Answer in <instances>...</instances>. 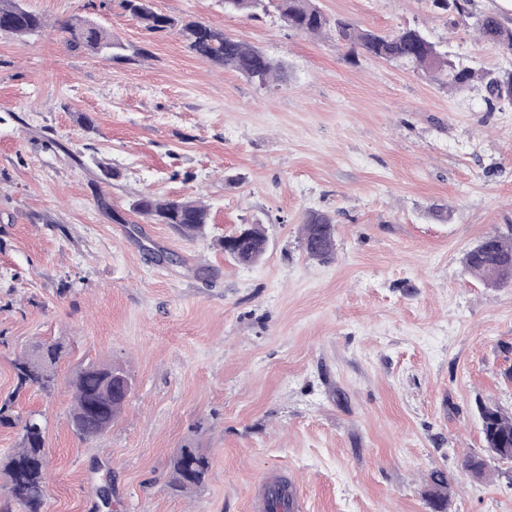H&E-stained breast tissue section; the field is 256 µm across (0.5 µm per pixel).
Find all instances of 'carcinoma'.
I'll return each instance as SVG.
<instances>
[{
	"mask_svg": "<svg viewBox=\"0 0 512 512\" xmlns=\"http://www.w3.org/2000/svg\"><path fill=\"white\" fill-rule=\"evenodd\" d=\"M471 0H431L433 7L457 14L472 21L480 38L503 50L512 51V26L504 24L494 14L476 15L469 10ZM122 8L137 18L152 33L177 30L188 48L197 56L213 63L230 67L251 81L267 85L283 77L286 66L263 51L236 40L221 29L203 22H178L158 12L152 0H121ZM276 11L289 27L307 35H318L334 28L338 37L347 44L360 47L368 56L399 62L421 70L432 77L443 75L448 86L455 89L470 87L483 75L461 62L448 59L437 45L420 29L400 27L387 33L359 28L352 23L330 20L314 0H224V12L257 17ZM45 27L43 19L24 8L17 0H0V34L29 37ZM68 34L67 44L72 49H86L105 60L121 57V43L112 34L80 20L63 26ZM488 104H512V75L506 80L491 78L486 83ZM133 209L155 224H168L185 238L195 239L206 233L210 212L200 201L161 199L151 196L138 198ZM302 246L307 255L321 263H329L336 255V225L324 213H311L302 225ZM267 236L262 224L244 227L241 236L224 253L242 265L257 263L264 255ZM465 269L491 288L506 286L512 281V237L497 233L485 235L463 257ZM42 360L33 365L29 352L13 361L16 379L15 392L29 388L49 393L56 385V365L65 354L59 342H42ZM127 371L121 366L89 363L75 373L70 381L73 391L71 425L82 439L104 435L118 419L131 393ZM481 433L486 448H512V415L497 404L481 406ZM44 456L43 426L37 414L21 422L19 447L10 452L0 471L6 477L7 490L20 512H46L47 473ZM210 468L207 454L201 449L185 446L172 462L170 489L187 493L200 487ZM452 481L448 475L436 470L429 476L428 496L434 499L437 512H446Z\"/></svg>",
	"mask_w": 512,
	"mask_h": 512,
	"instance_id": "cac0c4a2",
	"label": "carcinoma"
}]
</instances>
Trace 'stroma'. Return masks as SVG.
I'll use <instances>...</instances> for the list:
<instances>
[{
  "mask_svg": "<svg viewBox=\"0 0 512 512\" xmlns=\"http://www.w3.org/2000/svg\"><path fill=\"white\" fill-rule=\"evenodd\" d=\"M20 2L47 26L0 36V398L42 416L48 512H100L104 485L112 512H256L281 478L305 512H432L435 470L453 479L448 512H512V464L464 468L484 452L480 404L512 410V285L462 264L487 232L512 233V105L222 0L152 3L285 62L281 82L148 32L120 0ZM317 4L512 72L511 53L427 0ZM73 18L110 31L123 58L69 49ZM141 193L202 199L205 237L147 223ZM313 212L335 221L333 263L301 245ZM256 222L267 252L239 265L219 241ZM42 341L66 347L55 389L16 391L13 360ZM91 362L134 386L85 441L70 381ZM186 445L210 470L177 495L170 462Z\"/></svg>",
  "mask_w": 512,
  "mask_h": 512,
  "instance_id": "1",
  "label": "stroma"
}]
</instances>
